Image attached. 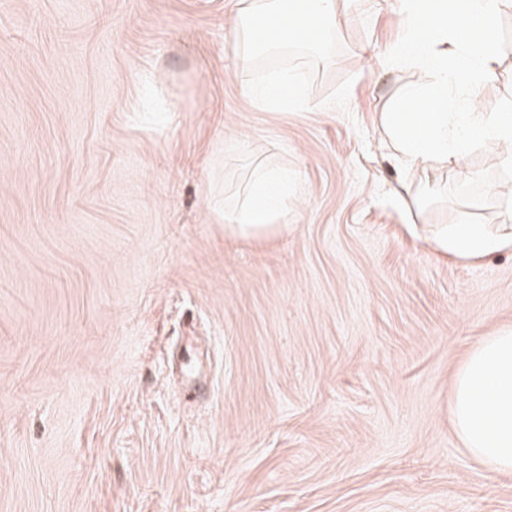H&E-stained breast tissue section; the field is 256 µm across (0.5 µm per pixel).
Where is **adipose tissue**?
I'll return each instance as SVG.
<instances>
[{
  "label": "adipose tissue",
  "mask_w": 512,
  "mask_h": 512,
  "mask_svg": "<svg viewBox=\"0 0 512 512\" xmlns=\"http://www.w3.org/2000/svg\"><path fill=\"white\" fill-rule=\"evenodd\" d=\"M289 0H237L232 46L242 72L253 69L256 53L268 44L310 45L320 54L332 49L336 0H309L291 10ZM401 36L386 52L389 64L425 71L422 91L392 105L383 115L401 167L420 176L417 204L435 193L428 174L434 161L460 164L469 144L493 139L512 166V111L485 112L458 106L474 86L495 75V23L512 10V0H393ZM479 21L478 35L463 33ZM292 177L285 171L256 176L245 202L231 216V233L248 237L280 224ZM436 249L458 261H480L512 252L511 224H451L433 237ZM451 422L464 448L486 470L512 471V327L483 337L455 369L450 392Z\"/></svg>",
  "instance_id": "ef3b65f1"
}]
</instances>
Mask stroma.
I'll use <instances>...</instances> for the list:
<instances>
[{
	"mask_svg": "<svg viewBox=\"0 0 512 512\" xmlns=\"http://www.w3.org/2000/svg\"><path fill=\"white\" fill-rule=\"evenodd\" d=\"M236 0H0V512H512L463 448L458 363L512 325V254L448 260L436 225L500 223L493 140L416 208L380 114L389 0H342L336 50L247 99ZM475 100L512 109V11ZM295 179L281 230L224 214ZM244 92L249 99L271 108L295 102L298 95L297 87L283 75L260 84L245 80Z\"/></svg>",
	"mask_w": 512,
	"mask_h": 512,
	"instance_id": "1",
	"label": "stroma"
}]
</instances>
